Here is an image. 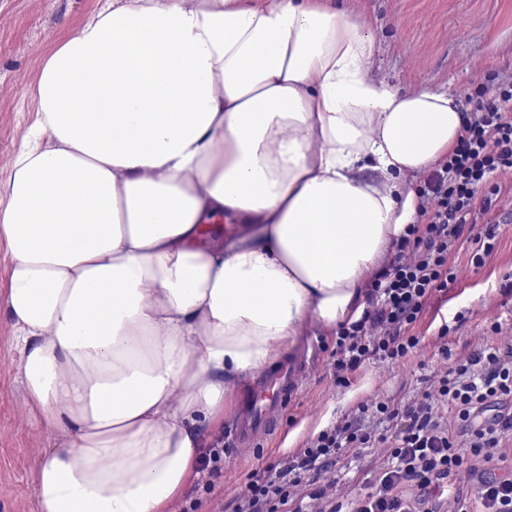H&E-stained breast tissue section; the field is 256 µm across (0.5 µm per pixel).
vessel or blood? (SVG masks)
<instances>
[{"label": "vessel or blood", "instance_id": "obj_1", "mask_svg": "<svg viewBox=\"0 0 512 512\" xmlns=\"http://www.w3.org/2000/svg\"><path fill=\"white\" fill-rule=\"evenodd\" d=\"M306 370V358L297 353L280 361L264 376V395L248 397L232 417L230 433L238 452H250L260 435L275 431Z\"/></svg>", "mask_w": 512, "mask_h": 512}]
</instances>
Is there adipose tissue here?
I'll list each match as a JSON object with an SVG mask.
<instances>
[{
  "instance_id": "ef3b65f1",
  "label": "adipose tissue",
  "mask_w": 512,
  "mask_h": 512,
  "mask_svg": "<svg viewBox=\"0 0 512 512\" xmlns=\"http://www.w3.org/2000/svg\"><path fill=\"white\" fill-rule=\"evenodd\" d=\"M374 52L335 0H100L43 58L0 196L40 512H166L225 392L360 317L462 129Z\"/></svg>"
}]
</instances>
